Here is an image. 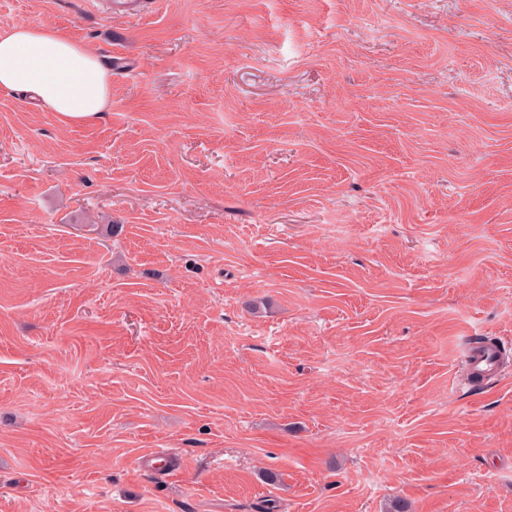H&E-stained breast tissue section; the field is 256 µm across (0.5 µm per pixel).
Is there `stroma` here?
<instances>
[{
	"label": "stroma",
	"mask_w": 512,
	"mask_h": 512,
	"mask_svg": "<svg viewBox=\"0 0 512 512\" xmlns=\"http://www.w3.org/2000/svg\"><path fill=\"white\" fill-rule=\"evenodd\" d=\"M33 24L112 100L0 91V512H512V0ZM507 367L499 345L477 343L465 349L463 372L469 382L498 379Z\"/></svg>",
	"instance_id": "1"
}]
</instances>
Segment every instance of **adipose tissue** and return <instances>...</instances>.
Wrapping results in <instances>:
<instances>
[{
	"instance_id": "1",
	"label": "adipose tissue",
	"mask_w": 512,
	"mask_h": 512,
	"mask_svg": "<svg viewBox=\"0 0 512 512\" xmlns=\"http://www.w3.org/2000/svg\"><path fill=\"white\" fill-rule=\"evenodd\" d=\"M0 89L28 92L66 123L107 111L112 71L84 45L44 25L0 29Z\"/></svg>"
}]
</instances>
